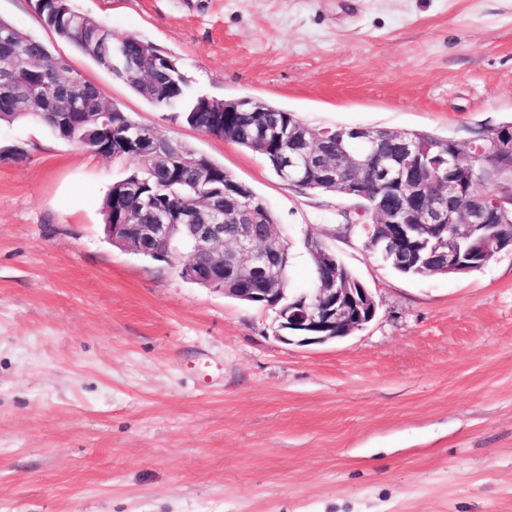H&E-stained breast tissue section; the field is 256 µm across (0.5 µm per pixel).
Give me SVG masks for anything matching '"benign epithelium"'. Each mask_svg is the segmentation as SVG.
Instances as JSON below:
<instances>
[{
	"label": "benign epithelium",
	"mask_w": 512,
	"mask_h": 512,
	"mask_svg": "<svg viewBox=\"0 0 512 512\" xmlns=\"http://www.w3.org/2000/svg\"><path fill=\"white\" fill-rule=\"evenodd\" d=\"M17 68L18 60L14 56L0 54V87L28 100L33 92L14 82ZM80 120L95 126L104 147L112 144V113L83 112ZM346 136L368 143L373 150L370 160L357 161L343 150L336 152L333 159L328 157L325 153L327 134L313 131L304 137L308 149L282 156L280 166L284 171L302 166L313 173L319 185L336 184L360 198L373 183L390 172L395 163L397 180L405 184L406 192L398 196L396 206L390 210L381 202L370 206L369 210L390 246L401 244L397 224L414 219L432 233L448 230L468 243L471 254L484 263L502 253H512V225L497 222V213L487 204L485 195L466 190L467 185L483 180L484 168L500 167L507 160L509 166L503 181L512 192V129H483L476 155L465 159L463 165L451 168L419 161L411 140L387 134L382 128L345 127L336 131L337 139ZM137 137L156 165L165 168L175 161L182 169L193 172L199 183L212 179L211 170L198 157H172L166 142L157 138L153 130L142 131ZM139 206L153 212L155 223L111 226L113 245L171 263L173 242L182 231H187L191 259L179 266V275L188 282L227 296L276 309L284 341L299 345L336 341L362 329L375 316L376 303L369 289L346 287L332 271L336 260L321 245L312 248V254L321 265L317 288L310 294L294 297L285 305L281 288L224 287V279L229 276L239 283L255 279L278 283L283 276L280 256L263 263L256 258L257 241L266 236L268 228L254 224L252 202L243 198L238 183L228 197L217 202L210 198L193 210L179 205L158 207L150 200L139 202ZM226 224L235 225L233 243L227 248L224 247ZM446 269L455 273L470 270L459 248L448 250Z\"/></svg>",
	"instance_id": "obj_1"
}]
</instances>
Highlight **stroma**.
I'll use <instances>...</instances> for the list:
<instances>
[{
	"mask_svg": "<svg viewBox=\"0 0 512 512\" xmlns=\"http://www.w3.org/2000/svg\"><path fill=\"white\" fill-rule=\"evenodd\" d=\"M173 54L192 92L263 99L316 128L465 137L512 119V0H71ZM0 18L160 137L250 185L286 231L370 289L362 330L279 338L275 309L113 246L102 200L128 162L0 123V512H512V254L396 272L343 232L353 200L153 108L59 39L35 0Z\"/></svg>",
	"mask_w": 512,
	"mask_h": 512,
	"instance_id": "35a3bbf8",
	"label": "stroma"
}]
</instances>
